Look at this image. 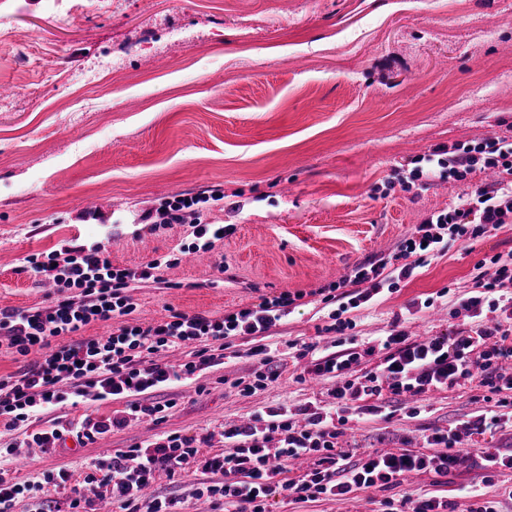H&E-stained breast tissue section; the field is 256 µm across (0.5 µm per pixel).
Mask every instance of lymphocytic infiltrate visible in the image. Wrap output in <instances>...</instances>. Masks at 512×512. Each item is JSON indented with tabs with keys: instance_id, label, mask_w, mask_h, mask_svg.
<instances>
[{
	"instance_id": "lymphocytic-infiltrate-1",
	"label": "lymphocytic infiltrate",
	"mask_w": 512,
	"mask_h": 512,
	"mask_svg": "<svg viewBox=\"0 0 512 512\" xmlns=\"http://www.w3.org/2000/svg\"><path fill=\"white\" fill-rule=\"evenodd\" d=\"M487 169L496 171L494 182L471 184L458 207L427 216L392 257L365 261L321 288L323 303L331 307L330 322L323 328L334 337L331 352L319 351L312 341L295 344L287 355L274 343L275 328L305 297L300 290L221 316L173 309L163 321L142 326L129 320L137 308L131 290L138 283L161 282L162 269L176 263L172 256L120 268L101 242L64 246L43 259L30 256L33 271L53 284L52 300L27 309H0V337L21 364L18 371L0 375V421L27 446L53 448L68 436L84 445L127 423L128 416H88L62 429H31L35 416L64 405L124 399L129 416L164 419L177 405L171 388L195 382L204 371L223 364L225 350L240 337L250 340L247 355L254 360L252 372L232 383L241 395L276 382L288 356L304 361V374L335 380L336 385L329 392L330 406L311 401L295 412L279 406L250 422L225 426L224 447L216 452L204 451L207 437L172 433L117 450L80 475L61 470L22 484L0 467V512H11L24 493L32 499L30 512H92L93 503L81 488L93 483L110 487L120 512H181L178 498L150 497L146 491L159 476L182 475L189 465L220 477L196 491L210 512H269L278 495L300 502L345 498L395 487L412 476L447 474L457 462L461 434L493 436L512 422V374L500 370L512 361V260L493 256L477 263L478 286L460 303L475 323L448 335L415 338L393 328L360 341L352 334V314L411 278L428 258L445 255L452 243L471 245L512 223L511 139L438 146L423 155L421 165L400 180L402 191L423 189L436 180L463 181ZM206 202L201 195H174L146 218L159 225H188L191 252L206 253L235 231L231 224L203 222ZM92 323L107 324V333L81 337ZM61 336L66 344H58ZM181 347L187 350L185 360L159 362V354ZM35 351L40 360L29 362ZM465 382L484 388L486 409L464 421L462 431L433 430L425 438L427 452L377 450L358 459L340 443L350 420L386 417L385 395L415 397ZM52 488L67 490L63 502L49 498Z\"/></svg>"
}]
</instances>
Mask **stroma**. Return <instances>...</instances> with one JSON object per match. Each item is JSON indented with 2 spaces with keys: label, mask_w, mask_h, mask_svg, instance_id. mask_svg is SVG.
Listing matches in <instances>:
<instances>
[{
  "label": "stroma",
  "mask_w": 512,
  "mask_h": 512,
  "mask_svg": "<svg viewBox=\"0 0 512 512\" xmlns=\"http://www.w3.org/2000/svg\"><path fill=\"white\" fill-rule=\"evenodd\" d=\"M512 136V0H0V308L47 304L51 289L27 262L34 253L106 242L113 265L136 268L190 244L187 227L150 230L142 216L176 194H205L211 224L236 231L213 251L189 254L160 283L133 290L131 322L169 309L223 315L282 291H305L275 333L310 341L328 322L317 288L396 251L413 225L454 208L468 182H432L418 194L385 185L438 145ZM222 200H214V193ZM512 258V223L473 247L455 243L396 292L357 312L354 335L440 336L463 324L460 300L482 258ZM432 307H425V300ZM251 358H231L177 388L161 423L129 419L77 453L22 445L0 423L16 481L78 472L106 451L158 434L209 436L280 405L329 403L334 380L299 381L302 364L250 396L230 386ZM482 388L427 393L421 415L393 401L390 420L352 421L361 450L419 449L434 428L483 410ZM479 443L448 475L426 474L356 497L293 503L272 512H378L380 500L439 484L451 512H470L460 485L487 498L512 470L485 483ZM212 475L159 477L153 494L183 512H209L195 489Z\"/></svg>",
  "instance_id": "stroma-1"
}]
</instances>
